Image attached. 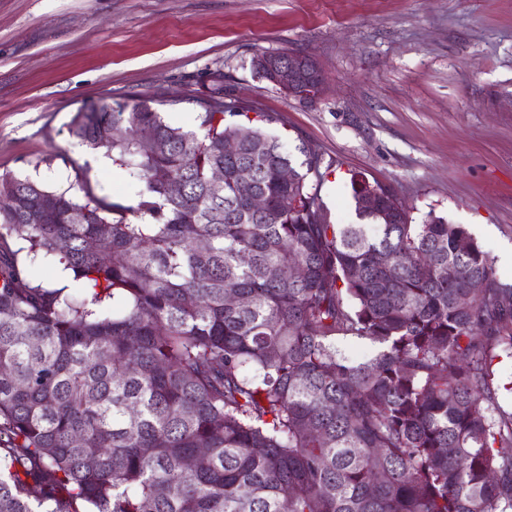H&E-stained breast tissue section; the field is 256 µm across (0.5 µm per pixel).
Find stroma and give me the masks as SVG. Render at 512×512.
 I'll list each match as a JSON object with an SVG mask.
<instances>
[{
  "label": "stroma",
  "instance_id": "stroma-1",
  "mask_svg": "<svg viewBox=\"0 0 512 512\" xmlns=\"http://www.w3.org/2000/svg\"><path fill=\"white\" fill-rule=\"evenodd\" d=\"M278 50L315 62L318 97L256 74L253 57ZM218 72L295 161L321 155L332 223L356 221L352 179L376 182L412 223L464 225L512 283V0H0V175L85 177L136 205L135 169L81 145L74 114L144 96L195 131Z\"/></svg>",
  "mask_w": 512,
  "mask_h": 512
}]
</instances>
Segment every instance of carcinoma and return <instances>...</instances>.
<instances>
[{"instance_id":"1","label":"carcinoma","mask_w":512,"mask_h":512,"mask_svg":"<svg viewBox=\"0 0 512 512\" xmlns=\"http://www.w3.org/2000/svg\"><path fill=\"white\" fill-rule=\"evenodd\" d=\"M199 106L200 134L143 97L73 116L135 207L0 176V512H512V284L386 186L351 180L357 223H331L318 154L225 122L221 86Z\"/></svg>"}]
</instances>
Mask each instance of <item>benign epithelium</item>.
Here are the masks:
<instances>
[{
	"label": "benign epithelium",
	"mask_w": 512,
	"mask_h": 512,
	"mask_svg": "<svg viewBox=\"0 0 512 512\" xmlns=\"http://www.w3.org/2000/svg\"><path fill=\"white\" fill-rule=\"evenodd\" d=\"M258 75L288 96L314 99L322 83V75L313 61L298 55L286 59L278 56L259 57L254 61Z\"/></svg>",
	"instance_id": "obj_1"
}]
</instances>
